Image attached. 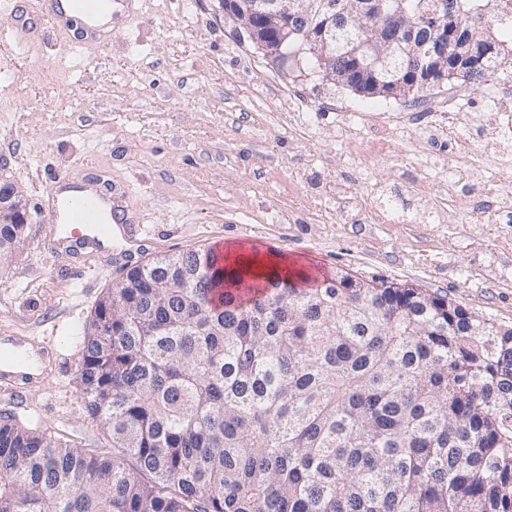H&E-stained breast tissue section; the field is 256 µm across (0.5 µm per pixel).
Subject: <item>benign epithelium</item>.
I'll list each match as a JSON object with an SVG mask.
<instances>
[{
    "mask_svg": "<svg viewBox=\"0 0 512 512\" xmlns=\"http://www.w3.org/2000/svg\"><path fill=\"white\" fill-rule=\"evenodd\" d=\"M225 13L239 19L241 35L248 38L274 63L288 61V37L301 35L318 56L324 81L357 90L380 88L386 98L406 97L415 88L440 86L448 78L462 79L479 62L459 54L454 41L444 34L433 38V49L424 61L411 60L413 43L429 32L412 23L406 0H227ZM324 14L317 32L308 35L312 15ZM278 32L272 44L262 30ZM396 57L410 62L401 77L389 71ZM29 203L12 181L0 179V223L26 224Z\"/></svg>",
    "mask_w": 512,
    "mask_h": 512,
    "instance_id": "7a95c632",
    "label": "benign epithelium"
}]
</instances>
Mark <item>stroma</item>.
Here are the masks:
<instances>
[{
	"label": "stroma",
	"instance_id": "35a3bbf8",
	"mask_svg": "<svg viewBox=\"0 0 512 512\" xmlns=\"http://www.w3.org/2000/svg\"><path fill=\"white\" fill-rule=\"evenodd\" d=\"M15 26L0 9V177L23 191L30 222L0 262V339L47 340L58 356L42 384L0 390L22 425L112 454L76 382L82 337L101 295L160 254L235 244L319 279L411 283L512 328V223L449 188L447 137L420 140L426 113L398 122L404 157L377 149L400 100L297 77L240 38L219 0H136L120 36L80 55L51 32L17 46ZM87 164L127 187L148 242L56 243L42 198ZM394 184L403 222L374 223L377 191ZM435 210L445 222L428 221Z\"/></svg>",
	"mask_w": 512,
	"mask_h": 512
}]
</instances>
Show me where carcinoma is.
<instances>
[{"mask_svg": "<svg viewBox=\"0 0 512 512\" xmlns=\"http://www.w3.org/2000/svg\"><path fill=\"white\" fill-rule=\"evenodd\" d=\"M412 2L432 33L486 32L467 84L512 68L485 0ZM25 231L0 224V261ZM173 261L190 284L136 266L83 337L84 407L136 470L0 416V512H512V333L437 295Z\"/></svg>", "mask_w": 512, "mask_h": 512, "instance_id": "obj_1", "label": "carcinoma"}]
</instances>
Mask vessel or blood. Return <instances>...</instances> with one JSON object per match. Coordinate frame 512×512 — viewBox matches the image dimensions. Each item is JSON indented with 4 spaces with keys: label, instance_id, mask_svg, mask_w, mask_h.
<instances>
[{
    "label": "vessel or blood",
    "instance_id": "1",
    "mask_svg": "<svg viewBox=\"0 0 512 512\" xmlns=\"http://www.w3.org/2000/svg\"><path fill=\"white\" fill-rule=\"evenodd\" d=\"M134 0H40L37 10L17 19L21 34L53 31L67 39L74 53L111 42L129 17ZM52 223L62 225L63 240L80 244L82 227H94L99 236H127L132 215L123 193L99 186L80 174L55 178L45 198ZM34 373L17 366L0 365V386L16 389Z\"/></svg>",
    "mask_w": 512,
    "mask_h": 512
}]
</instances>
